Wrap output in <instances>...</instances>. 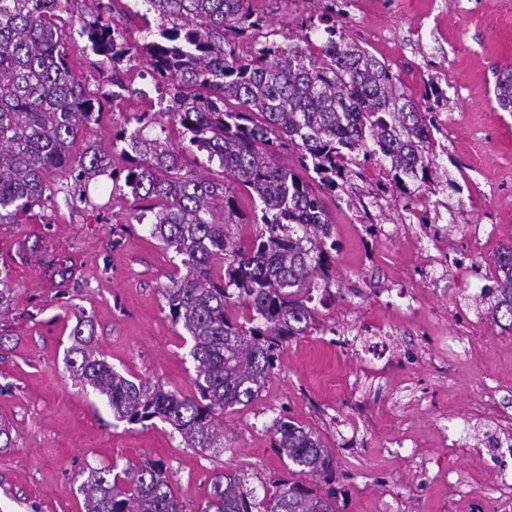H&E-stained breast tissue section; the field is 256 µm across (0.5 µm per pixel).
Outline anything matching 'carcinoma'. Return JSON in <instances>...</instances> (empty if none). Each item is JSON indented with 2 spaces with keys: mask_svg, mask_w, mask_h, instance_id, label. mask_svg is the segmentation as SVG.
<instances>
[{
  "mask_svg": "<svg viewBox=\"0 0 512 512\" xmlns=\"http://www.w3.org/2000/svg\"><path fill=\"white\" fill-rule=\"evenodd\" d=\"M318 14L300 35L272 27L252 0H140L155 16L150 40L131 44L119 19H81L85 48L123 83L124 63L143 57L169 89L158 124L143 112L139 127L113 147L131 159L125 176L138 210L150 214V236L180 257L181 268L161 288L172 321L190 341L194 392L167 391L131 380L100 358L80 321L68 367L82 388L104 396L118 421L169 423L187 447L226 451L224 409L255 400L277 368L281 348L315 327L313 292L328 291L325 262L336 249L323 198L280 162L292 147L324 189L347 182L358 159L390 163L393 186L408 197L423 192L437 158L432 108L439 84L422 99L408 94L388 64L343 33L350 0H308ZM72 0H0V224H19L49 199L53 177L75 181L109 173L112 164L87 146L84 127L96 120L97 98L71 70L72 48L62 13ZM318 42H313L311 36ZM494 96L512 112V66L495 72ZM207 153L224 179L185 169L184 153ZM261 204L262 228L245 237L236 191ZM496 296L491 321L512 331V245L494 255ZM274 448L319 484L336 482V458L310 428L279 419ZM80 490L84 512H184L165 463L145 460L120 471L90 467ZM335 490L321 494L300 481L246 487L226 471L200 512H337Z\"/></svg>",
  "mask_w": 512,
  "mask_h": 512,
  "instance_id": "carcinoma-1",
  "label": "carcinoma"
}]
</instances>
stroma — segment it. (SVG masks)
<instances>
[{"label": "stroma", "mask_w": 512, "mask_h": 512, "mask_svg": "<svg viewBox=\"0 0 512 512\" xmlns=\"http://www.w3.org/2000/svg\"><path fill=\"white\" fill-rule=\"evenodd\" d=\"M349 33L398 73L413 96L439 75L443 145L434 184L421 205L457 215L433 244L466 257V274L435 275L415 261L421 240L383 243L378 225L396 223L402 199L372 208L364 224L347 196L326 200L334 224L336 283L313 299L318 325L292 339L259 396L225 410L228 451L219 457L186 447L167 423L116 421L104 397L84 392L67 365L71 333L90 321L96 347L116 371L181 394L194 390L195 363L161 295L178 258L134 216L131 195L105 176L88 200L72 204L58 176L48 207L22 224H0V268L10 270L9 303L0 312V512H82L87 466L165 462L184 512H200L217 475L235 470L250 487L290 479L272 444L276 419L316 430L336 455L339 512H512L495 489L502 466L487 451L498 423L474 412L483 385L512 395V332L491 324L485 278L495 251L512 241V114L494 96V71L512 63V0H356ZM74 72L95 96L112 93V70L72 47ZM131 91L87 126L83 145L126 165L112 146L120 128L147 109L159 87L136 59ZM456 187H449V180ZM479 224L480 245L458 228ZM473 324L475 345L445 371L432 368L448 318ZM390 332L383 359L363 338ZM460 445H452V438Z\"/></svg>", "instance_id": "1"}]
</instances>
